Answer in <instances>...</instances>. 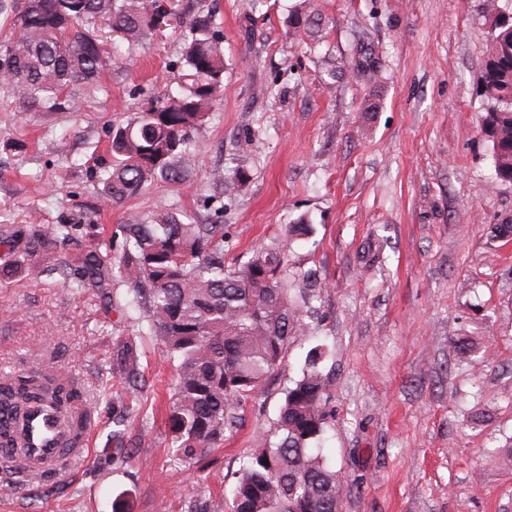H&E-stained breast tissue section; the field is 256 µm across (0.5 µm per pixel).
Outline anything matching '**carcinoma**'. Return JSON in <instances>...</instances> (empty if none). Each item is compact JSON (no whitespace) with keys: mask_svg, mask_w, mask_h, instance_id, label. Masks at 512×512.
<instances>
[{"mask_svg":"<svg viewBox=\"0 0 512 512\" xmlns=\"http://www.w3.org/2000/svg\"><path fill=\"white\" fill-rule=\"evenodd\" d=\"M181 19V0H0V22L14 33L0 45V90L30 110L77 109L81 97L61 95L112 69L95 25L105 24L132 58L159 25ZM484 19L490 40L479 81L486 102L481 131L491 142L497 179L512 183V11L491 0ZM323 24L320 5L301 0L288 15V34L293 41L311 38ZM181 63L177 89L149 97L112 126V163L100 172L105 205L189 180L183 162L199 148L190 134L204 128L224 89V49L211 14L198 13L188 27ZM249 178L243 165L211 174L223 194ZM81 229L1 224L0 243L32 261L57 252ZM57 270L71 288L102 291L140 341L162 345L173 371L170 448L186 462L237 432L246 400L282 363L302 305L322 290L308 271L293 295L288 256L277 247L259 246L246 262L225 264L224 225L196 224L166 202L131 215L114 232H94L74 261L58 262ZM326 357L319 346L308 351L273 430L260 435L230 495L211 498L209 512H339L342 484L321 448ZM117 367L124 396L137 399L139 356L123 347ZM35 400L68 414V447L82 446L94 407L80 402L65 368L40 356L27 372L0 377V409L11 415V423L0 424V448L18 445V423Z\"/></svg>","mask_w":512,"mask_h":512,"instance_id":"obj_1","label":"carcinoma"}]
</instances>
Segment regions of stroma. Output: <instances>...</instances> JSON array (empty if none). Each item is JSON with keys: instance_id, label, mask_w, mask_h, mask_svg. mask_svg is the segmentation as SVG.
Returning <instances> with one entry per match:
<instances>
[{"instance_id": "obj_1", "label": "stroma", "mask_w": 512, "mask_h": 512, "mask_svg": "<svg viewBox=\"0 0 512 512\" xmlns=\"http://www.w3.org/2000/svg\"><path fill=\"white\" fill-rule=\"evenodd\" d=\"M184 2L191 14L213 11L227 63L195 179L111 208L93 177L113 123L181 72L185 30L165 27L130 63L105 42L115 68L82 90L80 111L28 112L0 94V224L113 228L164 199L223 224L226 263L277 243L291 275L316 270L323 320L299 326L239 431L190 465L167 448L171 369L160 346L146 349L143 410L115 439L111 394L123 383L112 364L131 328L97 291L46 275L59 255L16 266L0 288V370L25 369L40 347L71 373L96 423L88 462L34 491L0 493V512H206L317 345L332 352L322 448L343 479L340 512H512V470L485 454L512 445V239L492 232L512 223V184L496 180L480 134L486 0H319L329 24L312 51L285 47L298 0ZM368 54L376 82H328L324 57ZM240 163L251 178L235 198L205 201L210 173ZM302 216L311 233L288 238ZM459 336L477 338L481 358L458 364Z\"/></svg>"}]
</instances>
